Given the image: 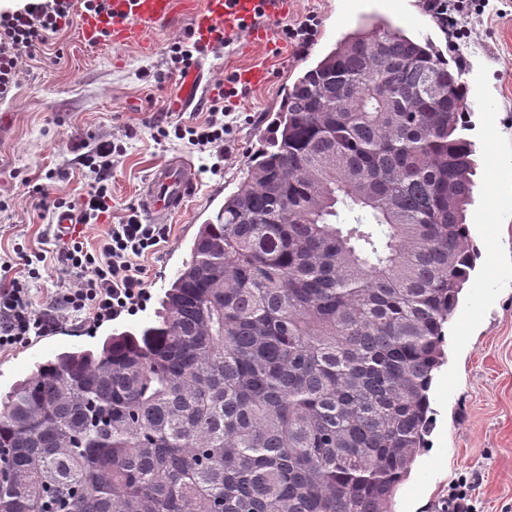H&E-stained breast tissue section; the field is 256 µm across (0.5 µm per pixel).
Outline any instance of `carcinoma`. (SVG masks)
<instances>
[{
    "label": "carcinoma",
    "instance_id": "cac0c4a2",
    "mask_svg": "<svg viewBox=\"0 0 512 512\" xmlns=\"http://www.w3.org/2000/svg\"><path fill=\"white\" fill-rule=\"evenodd\" d=\"M464 102L431 43L344 36L155 319L0 402V512H388L476 259Z\"/></svg>",
    "mask_w": 512,
    "mask_h": 512
}]
</instances>
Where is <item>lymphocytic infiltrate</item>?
Masks as SVG:
<instances>
[{
    "label": "lymphocytic infiltrate",
    "mask_w": 512,
    "mask_h": 512,
    "mask_svg": "<svg viewBox=\"0 0 512 512\" xmlns=\"http://www.w3.org/2000/svg\"><path fill=\"white\" fill-rule=\"evenodd\" d=\"M426 9L447 25L453 36V49H460L469 39L461 21L484 14L489 0H424ZM93 0H25L14 11H0V101L11 98L22 79L23 59L44 54L61 31L71 26L81 9H92ZM224 34L201 41L186 34L171 42L167 50L170 68L187 76L205 55L228 45ZM202 122L176 123L157 127L160 140H180L208 154L210 173H217L224 158V138L237 118L224 109L223 98L210 100ZM124 147L111 140H101L81 156L88 177L87 189L79 198L68 200L56 196L52 184L35 185L31 194L40 216H52L59 210L76 212L82 224H99L112 216V165ZM111 223V221H110ZM169 230L163 224L141 223L129 214L111 223L106 238L98 247H87L81 237H65L62 261L72 282L66 283L47 304L38 310L30 297L31 282L48 271L46 255L17 250L23 262L21 276L0 286V351L27 343L31 337L53 330L60 315L88 314L100 320L122 310L133 309L144 296L141 258L156 251L165 242Z\"/></svg>",
    "instance_id": "1"
}]
</instances>
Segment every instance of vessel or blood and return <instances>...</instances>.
<instances>
[{"instance_id":"vessel-or-blood-1","label":"vessel or blood","mask_w":512,"mask_h":512,"mask_svg":"<svg viewBox=\"0 0 512 512\" xmlns=\"http://www.w3.org/2000/svg\"><path fill=\"white\" fill-rule=\"evenodd\" d=\"M287 3L288 0H204L203 10L195 19L194 32L205 37L210 28L216 27L228 34L245 32L261 42L268 32L259 26V19L279 17ZM111 7L108 13L82 14L79 36L85 46L139 40L146 25L174 14L176 0H112ZM188 170V162L178 157L164 161L155 169L142 199V208L154 223L166 222L193 193L194 183Z\"/></svg>"}]
</instances>
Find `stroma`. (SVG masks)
<instances>
[{
  "label": "stroma",
  "instance_id": "stroma-1",
  "mask_svg": "<svg viewBox=\"0 0 512 512\" xmlns=\"http://www.w3.org/2000/svg\"><path fill=\"white\" fill-rule=\"evenodd\" d=\"M358 2L359 9L346 19L342 0H288L287 14L270 26L268 44H247L239 33L223 52L203 58L202 100L185 112L175 106L181 78L169 73L166 48L193 28L186 13L151 25L143 42L125 46H84L73 25L47 58L24 61L19 89L0 105V199L9 204L0 212V256L17 247L57 251L56 234L31 207L29 188L54 169L57 196L72 199L83 193L80 144L112 139L125 147L112 168V216L117 219L138 208L161 162L181 156L192 167L202 163L190 146L155 139L153 126L160 117L173 123L202 121L207 101L224 87L236 88L229 103L241 117L224 146L222 172L197 181L194 196L169 219L166 242L145 257L148 295L142 307L113 320L69 317L49 335L1 352V397L56 354L96 348L112 331L131 330L154 318L161 296L190 257L200 224L236 191L288 87L361 19L386 14V0ZM406 2L411 16L403 26L406 34L420 42L432 40L450 63L459 62L450 33L419 11L421 0ZM489 6L492 15L466 22L468 52L479 62L478 83L495 106L488 113L470 99L465 113L471 123L466 136L480 159L474 208L496 205L491 223L469 226L480 257L461 304L476 306L478 315L465 326L452 320L445 327L448 360L434 375L426 446L396 491L390 512H440L449 481L471 471L480 476L476 494L484 512H512V0H490ZM311 16L318 24L312 44L302 49L289 43L282 25ZM251 68L266 70L267 82H237L238 73Z\"/></svg>",
  "mask_w": 512,
  "mask_h": 512
}]
</instances>
